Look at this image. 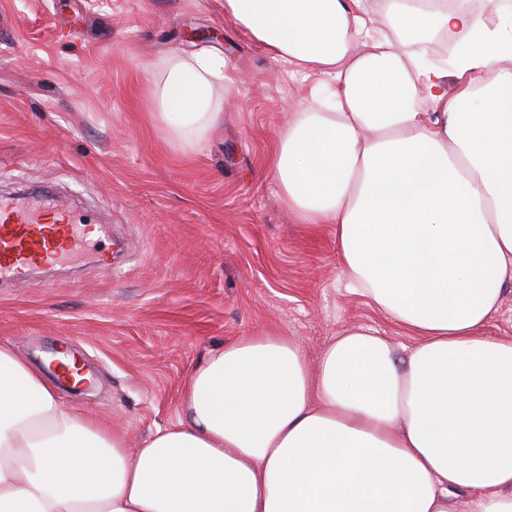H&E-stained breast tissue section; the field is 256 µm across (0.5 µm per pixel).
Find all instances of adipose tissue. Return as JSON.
I'll list each match as a JSON object with an SVG mask.
<instances>
[{
  "mask_svg": "<svg viewBox=\"0 0 512 512\" xmlns=\"http://www.w3.org/2000/svg\"><path fill=\"white\" fill-rule=\"evenodd\" d=\"M496 24H488L487 14ZM271 57L321 81L269 167L303 223L406 332L333 339L309 369L263 331L212 352L176 424L135 451L0 345V512H512V0H224ZM457 38L451 62L424 49ZM236 91L228 58L168 59L152 97L197 149ZM488 331L501 338H512V284H507L502 295L499 309L488 325Z\"/></svg>",
  "mask_w": 512,
  "mask_h": 512,
  "instance_id": "obj_1",
  "label": "adipose tissue"
}]
</instances>
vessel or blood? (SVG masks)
Masks as SVG:
<instances>
[{
    "instance_id": "vessel-or-blood-1",
    "label": "vessel or blood",
    "mask_w": 512,
    "mask_h": 512,
    "mask_svg": "<svg viewBox=\"0 0 512 512\" xmlns=\"http://www.w3.org/2000/svg\"><path fill=\"white\" fill-rule=\"evenodd\" d=\"M98 231L95 224L73 223L64 210L57 223L44 224L28 206L0 200V281L29 278Z\"/></svg>"
}]
</instances>
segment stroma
<instances>
[{"label":"stroma","mask_w":512,"mask_h":512,"mask_svg":"<svg viewBox=\"0 0 512 512\" xmlns=\"http://www.w3.org/2000/svg\"><path fill=\"white\" fill-rule=\"evenodd\" d=\"M203 47L229 54L236 103L185 152L150 90L170 56ZM315 82L225 20L224 0H0V198L47 195L102 230L0 286V344L36 368L76 352L97 386L61 401L128 450L178 421L192 372L232 340L295 338L312 368L350 329L414 344L350 288L332 225L301 223L267 170Z\"/></svg>","instance_id":"stroma-1"}]
</instances>
